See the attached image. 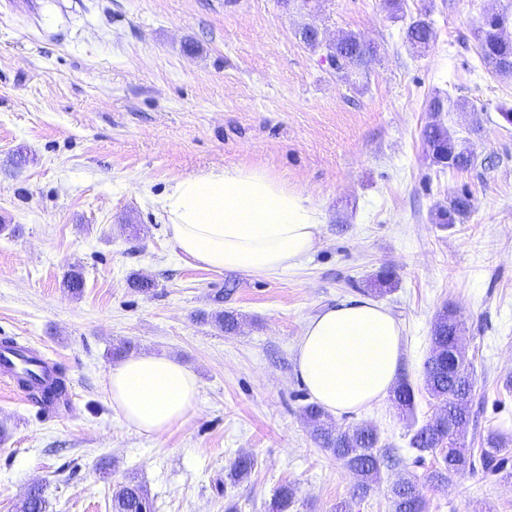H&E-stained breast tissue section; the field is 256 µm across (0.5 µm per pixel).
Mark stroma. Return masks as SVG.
Returning <instances> with one entry per match:
<instances>
[{
	"label": "stroma",
	"instance_id": "stroma-1",
	"mask_svg": "<svg viewBox=\"0 0 512 512\" xmlns=\"http://www.w3.org/2000/svg\"><path fill=\"white\" fill-rule=\"evenodd\" d=\"M512 0H0V338L60 368L74 398L47 415L0 383V512L45 487L48 512H112V487L135 480L153 512H270L296 488L297 512H392L390 487L421 479L427 512H512V482L481 473L426 480L391 400L337 418L375 425L402 465L364 500L355 477L314 443L295 347L309 317L371 298L399 322L400 373L416 417L434 317L453 307L476 375L466 437L512 438V79L477 60L473 29ZM426 18L428 48L404 41ZM323 47L300 38L304 25ZM378 47L360 74L337 70L326 44L347 33ZM448 111L428 109L433 96ZM467 141L473 165L434 163L424 127ZM261 167L308 195L320 244L297 268L255 276L194 265L154 206L181 177ZM471 214L446 224L450 200ZM392 270L391 291L370 283ZM80 271V295L63 290ZM150 292L130 288L136 276ZM221 306L237 333L197 322ZM175 358L200 395L185 422L141 434L112 406V351ZM254 458L244 482L227 473Z\"/></svg>",
	"mask_w": 512,
	"mask_h": 512
}]
</instances>
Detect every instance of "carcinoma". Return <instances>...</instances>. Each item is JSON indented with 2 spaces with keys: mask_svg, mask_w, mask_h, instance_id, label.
<instances>
[{
  "mask_svg": "<svg viewBox=\"0 0 512 512\" xmlns=\"http://www.w3.org/2000/svg\"><path fill=\"white\" fill-rule=\"evenodd\" d=\"M512 14L497 12L483 17L475 32L480 61L492 67L502 77L512 78ZM434 37V30L424 19L411 22L405 32V41L413 47H426ZM373 52L355 33H348L330 46L329 57L336 58V68L348 72L362 70ZM422 137L435 163L452 172L464 171L473 162L470 149L450 135L448 128L434 122L424 127ZM472 209V199L461 194L450 201L443 212L446 223L466 217ZM200 321L228 334L238 329L239 319L230 310H216L202 314ZM465 339L463 328L456 315L448 308L440 310L434 319L431 351L424 363V383L429 396L437 403L435 416L412 428L409 446L415 461L431 456L435 467L428 474L434 484H446L451 476L481 471L486 477L511 479L512 441L499 432L480 437V448L474 449L466 442V429L470 423L473 402V375L467 361L453 357L454 343ZM20 385L30 391L32 399L45 406L68 397V386L63 373L55 371L48 385L28 371H22ZM394 403L406 414H411L415 404V389L404 376L391 390ZM303 415L311 428L314 441L341 461L357 478L352 498L363 499L381 480L383 469L400 464L393 449L380 445L377 429L358 425L342 430L318 405L303 407ZM254 468V460L240 456L231 465L229 478L233 483L246 479ZM296 504V490L292 484L280 485L274 495L272 512H292ZM48 501L43 485L31 487L22 501L19 512H47ZM392 512H426V500L414 477H404L393 484ZM112 512H152V503L144 487L133 481L120 482L112 490Z\"/></svg>",
  "mask_w": 512,
  "mask_h": 512,
  "instance_id": "carcinoma-1",
  "label": "carcinoma"
}]
</instances>
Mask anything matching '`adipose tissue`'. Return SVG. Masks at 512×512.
Instances as JSON below:
<instances>
[{
	"instance_id": "obj_1",
	"label": "adipose tissue",
	"mask_w": 512,
	"mask_h": 512,
	"mask_svg": "<svg viewBox=\"0 0 512 512\" xmlns=\"http://www.w3.org/2000/svg\"><path fill=\"white\" fill-rule=\"evenodd\" d=\"M155 205L177 253L206 269L274 274L300 265L319 243L309 197L263 168L179 178ZM402 352L401 328L387 308L343 300L307 321L296 346L298 376L312 400L339 417L388 396ZM109 391L129 424L159 436L187 419L199 383L175 359L137 355L113 367Z\"/></svg>"
}]
</instances>
